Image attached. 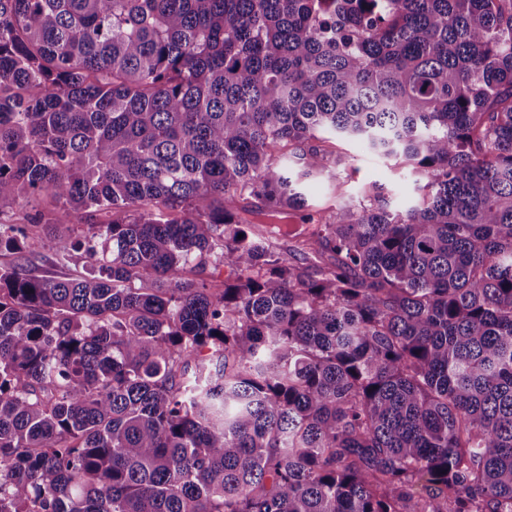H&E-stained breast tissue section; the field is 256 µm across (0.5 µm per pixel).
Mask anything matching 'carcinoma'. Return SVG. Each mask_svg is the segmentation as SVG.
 Listing matches in <instances>:
<instances>
[{"label": "carcinoma", "instance_id": "carcinoma-1", "mask_svg": "<svg viewBox=\"0 0 512 512\" xmlns=\"http://www.w3.org/2000/svg\"><path fill=\"white\" fill-rule=\"evenodd\" d=\"M320 132L428 193L314 219ZM43 191L0 512H512V0H0V210ZM79 210L92 270L31 276Z\"/></svg>", "mask_w": 512, "mask_h": 512}]
</instances>
